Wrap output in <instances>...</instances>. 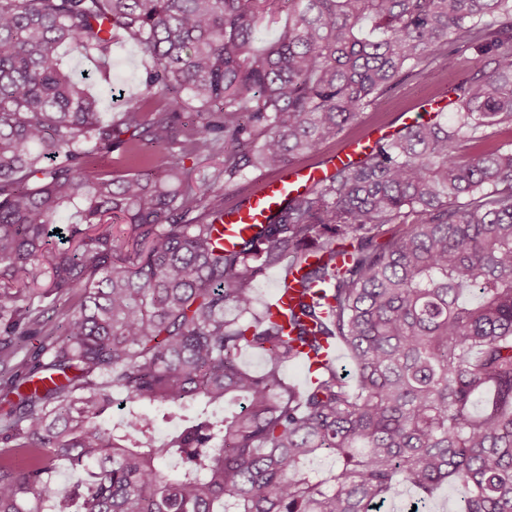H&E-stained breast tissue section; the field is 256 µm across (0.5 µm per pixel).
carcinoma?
<instances>
[{"instance_id":"cac0c4a2","label":"carcinoma","mask_w":512,"mask_h":512,"mask_svg":"<svg viewBox=\"0 0 512 512\" xmlns=\"http://www.w3.org/2000/svg\"><path fill=\"white\" fill-rule=\"evenodd\" d=\"M126 43L150 66L106 120L66 57L98 62L113 93ZM468 49L480 67L448 86L450 118L403 126L218 244L227 190L340 139L407 80L440 83ZM504 127L512 0H0V512H377L402 485L425 500L445 483L466 488L460 512H512ZM198 158L212 165L193 185ZM287 266L305 295L332 285L328 306L299 305L293 338L255 292ZM31 336L37 360L14 362ZM332 339L353 379L286 380L293 341ZM114 389L129 407L107 429ZM325 453L339 466L314 481L303 465Z\"/></svg>"}]
</instances>
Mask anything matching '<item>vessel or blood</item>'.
Returning <instances> with one entry per match:
<instances>
[{"mask_svg": "<svg viewBox=\"0 0 512 512\" xmlns=\"http://www.w3.org/2000/svg\"><path fill=\"white\" fill-rule=\"evenodd\" d=\"M387 137L388 133L384 129H371L365 136L345 142L328 161L326 167L289 168L275 179L258 183L245 204L225 209L224 217L219 223L225 248H233L239 239L254 234L257 228L266 223L276 209L283 205L289 195L310 187L322 177L329 175L333 168L358 162L368 146ZM299 277V271L294 270L281 278L266 302L269 311L281 314L294 306L298 299L295 285Z\"/></svg>", "mask_w": 512, "mask_h": 512, "instance_id": "1", "label": "vessel or blood"}]
</instances>
